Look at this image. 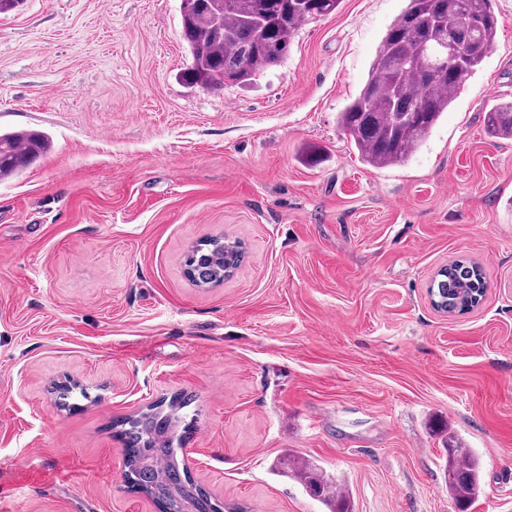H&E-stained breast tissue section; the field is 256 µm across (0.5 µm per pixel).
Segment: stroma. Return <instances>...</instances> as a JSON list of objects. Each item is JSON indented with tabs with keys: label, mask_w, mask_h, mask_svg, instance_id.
Wrapping results in <instances>:
<instances>
[{
	"label": "stroma",
	"mask_w": 512,
	"mask_h": 512,
	"mask_svg": "<svg viewBox=\"0 0 512 512\" xmlns=\"http://www.w3.org/2000/svg\"><path fill=\"white\" fill-rule=\"evenodd\" d=\"M182 0H26L0 15V130L50 152L0 180V512H158L124 477L126 418L187 400L188 474L224 512H325L299 457L355 512H456L457 439L482 460L470 512H512V0L495 45L405 164L338 126L404 0H341L276 67L186 84ZM241 242L234 275L184 261ZM479 264L481 304L430 302ZM76 385L68 403L55 387ZM485 131L490 138L512 139V100L498 102L486 112ZM242 254L239 243L224 241V236H216L194 247L187 255L185 265H191L192 282L197 287L208 288L230 277L242 262ZM447 266L438 271L429 288V295L437 310L459 313L463 307H458V300L461 298L463 301L464 297L474 294L478 288H486L485 277L481 267L470 261H453ZM280 473L296 479L314 499L321 501L329 512H354V504L340 485L323 471L296 457H288V463L281 462Z\"/></svg>",
	"instance_id": "obj_1"
}]
</instances>
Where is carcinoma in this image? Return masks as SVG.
<instances>
[{"label": "carcinoma", "mask_w": 512, "mask_h": 512, "mask_svg": "<svg viewBox=\"0 0 512 512\" xmlns=\"http://www.w3.org/2000/svg\"><path fill=\"white\" fill-rule=\"evenodd\" d=\"M341 0H182V38L191 56L182 79L203 90L242 84L263 68L280 65L305 22L330 15ZM466 14L474 31L467 58L458 63L448 47L458 15ZM497 18L492 0H405L386 30L367 79L339 113L338 125L363 162L385 168L407 162L448 111L465 79L494 46ZM485 131L494 139H512V100L485 113ZM50 150L38 131H0V180L11 178ZM242 247L222 236L194 247L186 257L192 282L218 285L239 266ZM486 287L479 265L454 261L440 269L429 288L435 308L458 313V300ZM183 403L156 406L125 423V478L128 485L167 512H219L198 485L184 477L175 448V426ZM279 472L296 479L328 512H354L350 497L323 471L288 458ZM444 480L458 512H468L482 493L481 462L448 438Z\"/></svg>", "instance_id": "1"}]
</instances>
